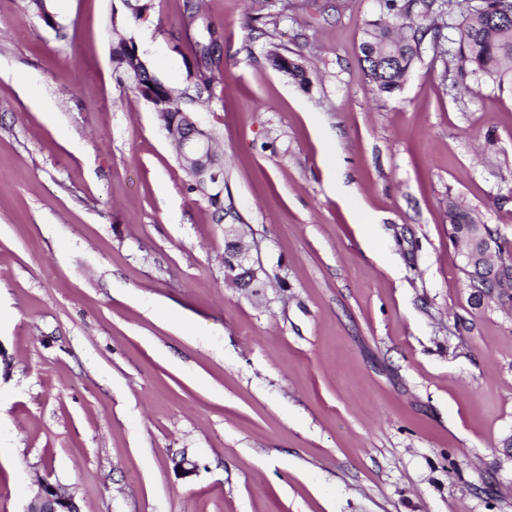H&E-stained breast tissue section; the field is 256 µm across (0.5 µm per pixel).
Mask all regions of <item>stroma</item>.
<instances>
[{"label":"stroma","mask_w":512,"mask_h":512,"mask_svg":"<svg viewBox=\"0 0 512 512\" xmlns=\"http://www.w3.org/2000/svg\"><path fill=\"white\" fill-rule=\"evenodd\" d=\"M183 4L48 0L51 27L0 0V512L44 478L80 512H512V310L472 304L448 224L455 200L512 241V86L459 79L428 16L378 94L359 45L386 0ZM210 27L194 111L258 296L112 63L133 40L184 88ZM207 200L218 215V223L230 218V215L224 216V209L231 211L233 208L230 198L227 204L224 203V197L221 200L213 198ZM235 223L236 221H232L224 225L225 240L231 243V248L224 253V281L232 287L259 295L261 289L266 288L268 273L259 259H253L250 256L249 250L238 236Z\"/></svg>","instance_id":"35a3bbf8"}]
</instances>
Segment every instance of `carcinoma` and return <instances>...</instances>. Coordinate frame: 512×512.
Returning <instances> with one entry per match:
<instances>
[{
	"label": "carcinoma",
	"mask_w": 512,
	"mask_h": 512,
	"mask_svg": "<svg viewBox=\"0 0 512 512\" xmlns=\"http://www.w3.org/2000/svg\"><path fill=\"white\" fill-rule=\"evenodd\" d=\"M448 9L459 10L461 18L456 26L457 38L452 40L451 57L457 63L460 76L468 74L488 79L498 86L512 85V0H480L477 5H465L447 0ZM396 11L400 21L395 35L384 22H372L364 28V39L360 45L363 70L376 90L390 95L402 88L409 77L415 61L420 57L422 38L420 26L410 6L403 8L388 4ZM223 35L215 29H207L203 40L194 44L192 59L186 61L192 93L178 91L158 79L143 64L132 66L135 44L122 40L112 51L114 69L119 79L128 82V88L135 94L152 96L153 106L159 112L168 113L166 123L182 122L178 110L183 99L191 101L208 100L213 87L222 73ZM275 66L288 73L301 85L307 84L304 68L284 57L274 56ZM448 221L451 228L449 238L463 234L465 225L474 222L471 212L448 205ZM468 280L485 285V292L491 293L494 282L488 272L476 266H464Z\"/></svg>",
	"instance_id": "carcinoma-1"
}]
</instances>
